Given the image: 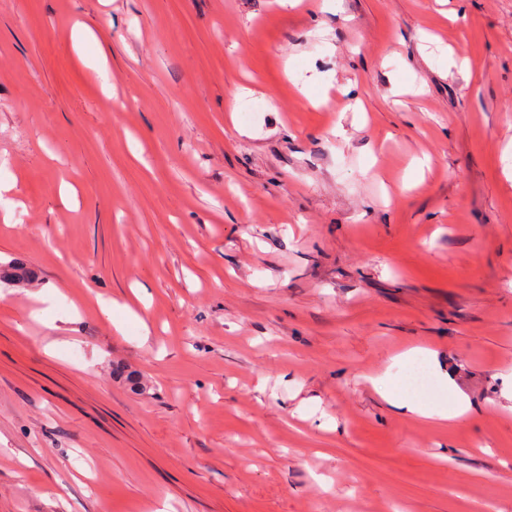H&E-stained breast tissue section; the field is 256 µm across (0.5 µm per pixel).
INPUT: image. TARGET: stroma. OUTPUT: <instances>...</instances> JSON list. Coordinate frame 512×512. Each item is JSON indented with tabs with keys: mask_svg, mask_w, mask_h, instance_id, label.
<instances>
[{
	"mask_svg": "<svg viewBox=\"0 0 512 512\" xmlns=\"http://www.w3.org/2000/svg\"><path fill=\"white\" fill-rule=\"evenodd\" d=\"M0 180V512H512V0H0ZM383 396L392 405H395L398 408H403L405 411L414 416L436 419L441 422L459 421L468 411V405L466 401L459 395L455 398L454 406L450 411H448V406L440 407L438 409H428L411 401L400 400L392 392H385Z\"/></svg>",
	"mask_w": 512,
	"mask_h": 512,
	"instance_id": "stroma-1",
	"label": "stroma"
}]
</instances>
